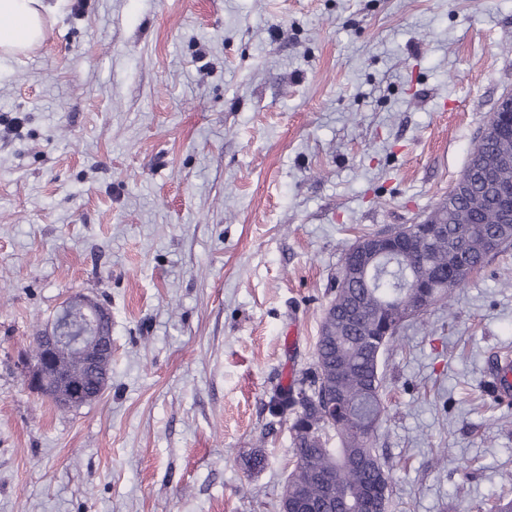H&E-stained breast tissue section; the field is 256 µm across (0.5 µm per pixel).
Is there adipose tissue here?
Listing matches in <instances>:
<instances>
[{"label":"adipose tissue","mask_w":512,"mask_h":512,"mask_svg":"<svg viewBox=\"0 0 512 512\" xmlns=\"http://www.w3.org/2000/svg\"><path fill=\"white\" fill-rule=\"evenodd\" d=\"M44 0H0V54L25 52L45 37Z\"/></svg>","instance_id":"1"}]
</instances>
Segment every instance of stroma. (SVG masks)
<instances>
[{
  "mask_svg": "<svg viewBox=\"0 0 512 512\" xmlns=\"http://www.w3.org/2000/svg\"><path fill=\"white\" fill-rule=\"evenodd\" d=\"M46 2L0 62V512H279L270 398L311 375L346 249L422 221L512 92V0ZM511 275L512 248L382 356L387 512L512 497L485 383ZM78 293L111 378L64 411L22 367Z\"/></svg>",
  "mask_w": 512,
  "mask_h": 512,
  "instance_id": "stroma-1",
  "label": "stroma"
}]
</instances>
